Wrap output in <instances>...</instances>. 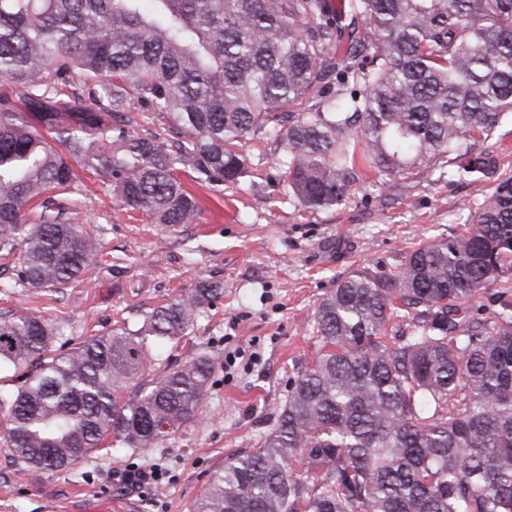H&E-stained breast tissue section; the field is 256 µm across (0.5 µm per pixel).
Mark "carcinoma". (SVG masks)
I'll list each match as a JSON object with an SVG mask.
<instances>
[{"label":"carcinoma","mask_w":512,"mask_h":512,"mask_svg":"<svg viewBox=\"0 0 512 512\" xmlns=\"http://www.w3.org/2000/svg\"><path fill=\"white\" fill-rule=\"evenodd\" d=\"M0 85L13 287H66L95 255L72 159L172 228L201 212L180 172L237 184L236 146L258 135L312 211L378 177L492 182L463 234L425 238L395 274L336 281L273 428L191 512H512V169L497 153L512 0H0ZM142 108L172 136L142 128ZM218 298L193 288L56 355L43 317L1 321L0 369L26 371L0 389V446L25 469L68 470L110 437L150 448L195 421L221 366L210 355L124 393Z\"/></svg>","instance_id":"carcinoma-1"}]
</instances>
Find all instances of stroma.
<instances>
[{"label": "stroma", "instance_id": "obj_1", "mask_svg": "<svg viewBox=\"0 0 512 512\" xmlns=\"http://www.w3.org/2000/svg\"><path fill=\"white\" fill-rule=\"evenodd\" d=\"M240 149L248 175L223 191L183 172L203 211L174 231L124 208L100 176L80 171L78 217L97 251L79 282L15 288V259L0 256V320L40 315L76 341L138 323L199 283L221 288L182 340L153 350L147 376L201 354L224 361L196 421L155 447L98 450L69 471L21 469L0 447V512H191L213 474L270 430L289 379L317 349L311 315L337 279L362 266L395 273L422 237L473 224L490 188L393 178L357 190L346 206L310 211L289 194L272 140H245ZM155 464L162 477L145 493L115 479L125 467Z\"/></svg>", "mask_w": 512, "mask_h": 512}]
</instances>
